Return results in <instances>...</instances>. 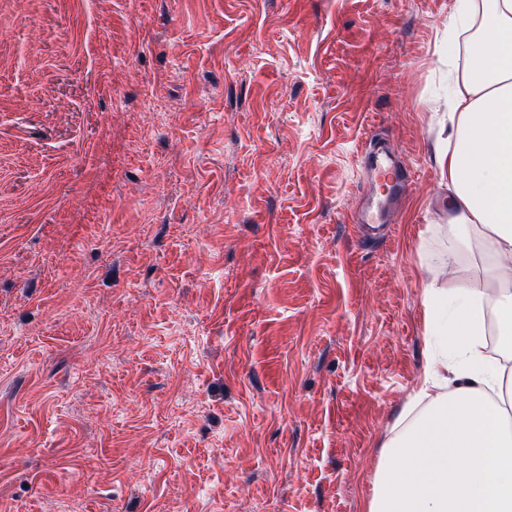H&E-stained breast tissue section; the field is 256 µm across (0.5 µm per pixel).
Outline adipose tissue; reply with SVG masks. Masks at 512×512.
<instances>
[{
    "mask_svg": "<svg viewBox=\"0 0 512 512\" xmlns=\"http://www.w3.org/2000/svg\"><path fill=\"white\" fill-rule=\"evenodd\" d=\"M481 19L477 38L460 40ZM448 54L465 56L451 76L448 147L450 237H465L488 274L424 291L426 327L439 368L418 393L428 407L383 454L367 512H512V370L485 355L484 303L497 281V322L512 350V0H457L448 18ZM454 389L441 387V371Z\"/></svg>",
    "mask_w": 512,
    "mask_h": 512,
    "instance_id": "obj_1",
    "label": "adipose tissue"
}]
</instances>
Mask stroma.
Here are the masks:
<instances>
[{
    "mask_svg": "<svg viewBox=\"0 0 512 512\" xmlns=\"http://www.w3.org/2000/svg\"><path fill=\"white\" fill-rule=\"evenodd\" d=\"M457 0H0V512H367L424 288ZM412 190L392 234L365 143Z\"/></svg>",
    "mask_w": 512,
    "mask_h": 512,
    "instance_id": "35a3bbf8",
    "label": "stroma"
}]
</instances>
